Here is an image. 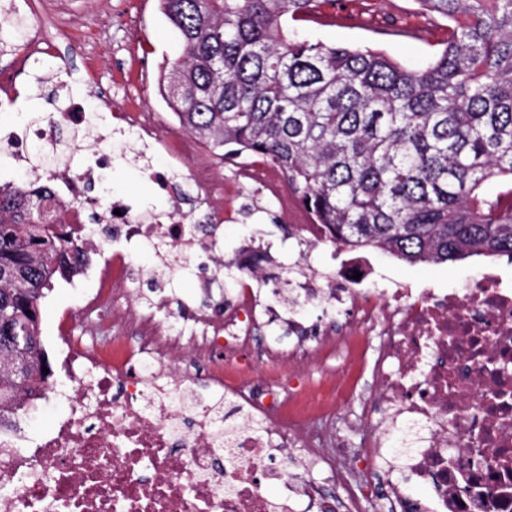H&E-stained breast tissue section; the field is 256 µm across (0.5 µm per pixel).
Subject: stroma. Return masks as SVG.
<instances>
[{"instance_id": "35a3bbf8", "label": "stroma", "mask_w": 512, "mask_h": 512, "mask_svg": "<svg viewBox=\"0 0 512 512\" xmlns=\"http://www.w3.org/2000/svg\"><path fill=\"white\" fill-rule=\"evenodd\" d=\"M0 7L24 17L28 33L13 54L0 55V67L24 64L18 77L15 101L0 95V122L10 124L18 115L41 116L58 112L76 78L104 87L94 110L108 116L115 109L148 113L165 151L137 141H124L113 134V156L101 175L87 180V195L131 197L144 211L165 213L175 209L189 224L207 225L195 181L205 171L215 204L237 209L235 223L223 230L225 248L250 236L263 239L272 249L267 264L253 287L262 300L275 299L274 274L295 279L306 267L332 277L340 264L367 258L373 268V283L392 286L405 283L414 288H453L493 273L512 285V265L499 258L472 256L456 262H420L383 254L373 249L354 252L322 246L314 250L309 264L298 261L297 232L284 220L275 201L255 210L249 189L228 191L233 176L223 159L194 135L180 127L159 91L164 59L174 57L178 44L164 18L158 0H0ZM300 33L313 41L352 46H373L410 64H418L440 51L448 37L447 20L425 21L415 0H326L310 20L299 23ZM85 38V45L69 48L66 37ZM174 167L169 192H161L144 173L146 162ZM157 262L152 249H141L131 267L135 281L132 296L137 309L158 310L161 318L174 322L204 310L219 313L233 301L235 287L203 292L195 269L178 273H154ZM86 286L81 277L56 280L53 291L40 303V335L50 344L56 318L62 311L78 312Z\"/></svg>"}]
</instances>
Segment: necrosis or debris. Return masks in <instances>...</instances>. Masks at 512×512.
I'll list each match as a JSON object with an SVG mask.
<instances>
[{
  "instance_id": "obj_1",
  "label": "necrosis or debris",
  "mask_w": 512,
  "mask_h": 512,
  "mask_svg": "<svg viewBox=\"0 0 512 512\" xmlns=\"http://www.w3.org/2000/svg\"><path fill=\"white\" fill-rule=\"evenodd\" d=\"M91 93L86 87L72 95L62 121L0 130V156L22 166L39 153L47 180L61 183L62 222L75 209H91L113 229L98 246L101 265L82 312L92 335L77 334L70 315L57 322L68 383L47 392L66 402L67 416L30 454L0 438V512H324L323 489L309 473L325 463L338 483L362 474V497L391 512H512L511 288L494 274L444 295L363 288L349 267L325 285L304 275L287 302L270 304L251 285L269 256L249 237L231 259L241 277L222 318L200 312L187 328L150 312L129 318L138 249L148 244L180 262L220 252V232L236 216L212 209L209 235L201 238L174 214L85 196L91 173L74 172L72 160ZM65 127L73 133L67 143ZM230 160L253 194H271L289 212L266 163L239 154ZM312 302L345 317V336L326 334L321 347L357 367L373 359L376 386L358 413H336L345 385L319 400L311 382L299 380L314 362L312 350L258 344L263 324L310 335L297 309ZM133 328L134 345L127 341ZM201 377L225 404L244 410V423H226L209 405L186 400ZM257 421L263 431H255ZM409 431L412 450L388 454ZM270 481L281 487L277 497L265 490ZM415 485L430 488L428 500H410Z\"/></svg>"
}]
</instances>
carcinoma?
Returning <instances> with one entry per match:
<instances>
[{"label":"carcinoma","mask_w":512,"mask_h":512,"mask_svg":"<svg viewBox=\"0 0 512 512\" xmlns=\"http://www.w3.org/2000/svg\"><path fill=\"white\" fill-rule=\"evenodd\" d=\"M448 21L427 65L301 39L320 0H160L182 53L162 71L179 123L286 177L329 242L409 263L512 258V0H416ZM48 184H0V433L44 396L38 303L89 262L41 223Z\"/></svg>","instance_id":"obj_1"}]
</instances>
